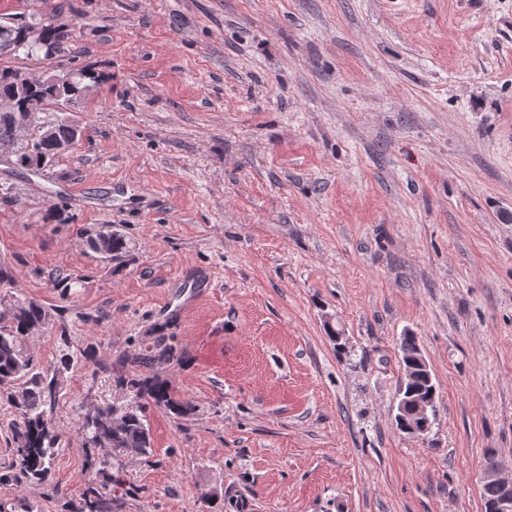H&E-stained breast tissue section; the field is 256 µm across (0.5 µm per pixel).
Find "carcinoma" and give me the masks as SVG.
Returning <instances> with one entry per match:
<instances>
[{"mask_svg": "<svg viewBox=\"0 0 512 512\" xmlns=\"http://www.w3.org/2000/svg\"><path fill=\"white\" fill-rule=\"evenodd\" d=\"M42 30L41 45L30 47L25 41L24 22L9 17L0 19V57L11 58L20 54L26 57H43L45 60L67 57L76 53L72 33L53 22L46 12L35 19ZM24 69L0 65V99H14L18 106L25 103L24 94L16 84ZM51 83L30 86L27 94L37 96L46 108H60L73 97L74 92L86 85L103 83L106 77L93 69L80 68L56 74ZM50 135H37L27 140H15L13 123L0 116V141H15L14 164L23 169L39 170L58 159L61 144L75 143V125L63 116L49 122ZM87 244L94 252L108 261H118L129 252V241L117 230H103L87 237ZM49 321L46 306L29 298L16 286L12 271L0 266V393L5 395L15 409L12 422L14 461L0 473L1 481L15 483H42L50 472L59 434L55 429L52 410L59 396L62 374L72 367L74 358L61 354L53 364L45 366L37 361L27 345L29 336ZM401 363L422 357L418 337L408 332L401 338ZM182 360V350L172 336H160L153 345L141 353L125 359L134 373L131 380L137 395L148 405L162 408L177 418L190 414L188 402L174 396L172 389L157 374L154 367L173 364ZM434 377L417 376L404 384L399 401L415 396L430 406L431 416H436L437 393ZM83 444L110 448L114 451H134L146 455L153 447L147 416L141 406L112 418L108 412L87 416L79 426ZM70 512H112V499L104 496L97 486L86 484L79 500H69Z\"/></svg>", "mask_w": 512, "mask_h": 512, "instance_id": "cac0c4a2", "label": "carcinoma"}]
</instances>
